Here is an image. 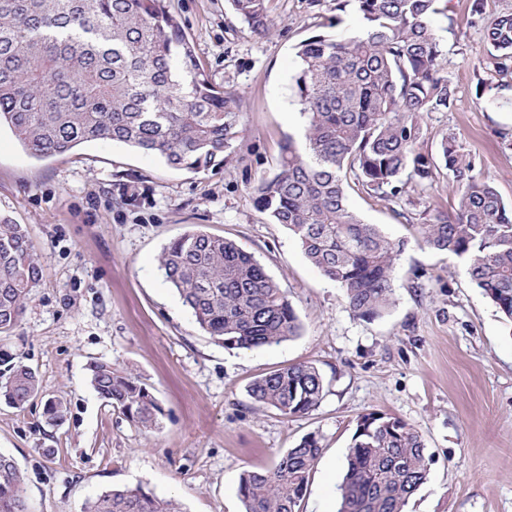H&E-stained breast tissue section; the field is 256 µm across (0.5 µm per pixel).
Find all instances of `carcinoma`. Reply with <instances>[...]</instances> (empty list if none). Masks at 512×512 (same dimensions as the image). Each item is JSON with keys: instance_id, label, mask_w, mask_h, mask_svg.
I'll use <instances>...</instances> for the list:
<instances>
[{"instance_id": "carcinoma-1", "label": "carcinoma", "mask_w": 512, "mask_h": 512, "mask_svg": "<svg viewBox=\"0 0 512 512\" xmlns=\"http://www.w3.org/2000/svg\"><path fill=\"white\" fill-rule=\"evenodd\" d=\"M269 0H229L252 32L272 28ZM364 31L326 32L296 46V94L306 126L280 145L278 170L255 188L258 208L285 226L306 258L341 288L356 317L382 316L395 296L394 269L406 241L366 224L349 205L355 185L383 201L405 181L440 174L421 143L422 123L456 101L446 51L432 26L437 0H354ZM484 40L496 67L512 68V11L487 19ZM38 159L90 142L155 155L192 173L222 168L239 138L234 97L197 63L194 48L164 0H0V127ZM443 170L458 196L453 216L437 214L417 240L464 263L470 279L512 321V206L486 180L453 134L440 143ZM159 268L195 322L217 344L250 350L300 334L286 293L235 242L191 231L161 254ZM41 269L25 225L0 218V337L20 327ZM107 406L144 430L163 414L152 391L107 360L88 365ZM33 369L16 356L0 372V397L24 407L39 393ZM262 408L285 417L319 405L324 381L307 363L280 368L249 385ZM67 406L49 400L45 416L63 423ZM321 438L304 436L269 470H245L243 512H298ZM338 486L336 512H405L426 482L422 435L399 418L360 417ZM0 512H31L13 458L0 452ZM86 512H179L140 488H112Z\"/></svg>"}]
</instances>
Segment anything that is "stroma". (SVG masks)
Wrapping results in <instances>:
<instances>
[{"mask_svg": "<svg viewBox=\"0 0 512 512\" xmlns=\"http://www.w3.org/2000/svg\"><path fill=\"white\" fill-rule=\"evenodd\" d=\"M199 64L239 109L237 153L224 169L190 173L108 142L45 160L0 129V216L25 225L42 276L21 326L0 353L23 355L40 392L24 409L0 400V451L10 454L32 512H86L102 492L140 487L178 500L184 512H242V470L271 468L310 433L322 453L299 512H333L360 416L379 412L419 431L427 482L406 512H512V324L453 257L421 247L417 227L455 213L447 176L408 184L384 203L355 188L349 203L407 245L395 296L374 320L353 317L343 293L271 223L254 186L277 170L280 145L301 136L294 89L296 45L320 17L356 34L355 5L270 0V35L240 21L227 0H166ZM512 0H441L432 25L447 52L457 101L432 113L423 147L437 154L455 134L476 175L512 205V70L496 71L482 20ZM192 229L233 240L286 292L299 336L254 350L227 349L195 324L165 282L159 258ZM109 360L150 386L163 408L146 433L90 386L86 366ZM310 363L324 380L319 406L284 417L248 393L259 375ZM68 409L58 426L47 399Z\"/></svg>", "mask_w": 512, "mask_h": 512, "instance_id": "35a3bbf8", "label": "stroma"}]
</instances>
